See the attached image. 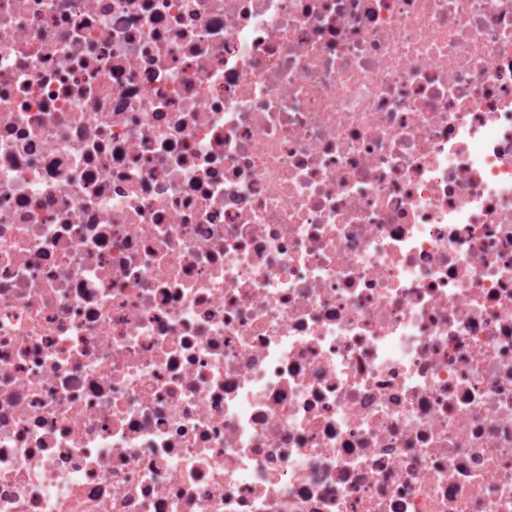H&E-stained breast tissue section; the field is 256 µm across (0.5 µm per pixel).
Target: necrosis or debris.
<instances>
[{
  "instance_id": "1",
  "label": "necrosis or debris",
  "mask_w": 512,
  "mask_h": 512,
  "mask_svg": "<svg viewBox=\"0 0 512 512\" xmlns=\"http://www.w3.org/2000/svg\"><path fill=\"white\" fill-rule=\"evenodd\" d=\"M0 512H512V0H0Z\"/></svg>"
}]
</instances>
